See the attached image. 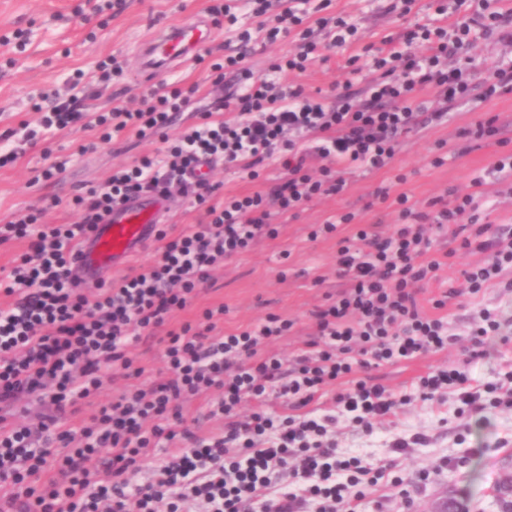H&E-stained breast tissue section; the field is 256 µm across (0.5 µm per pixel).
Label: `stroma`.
<instances>
[{
  "instance_id": "obj_1",
  "label": "stroma",
  "mask_w": 512,
  "mask_h": 512,
  "mask_svg": "<svg viewBox=\"0 0 512 512\" xmlns=\"http://www.w3.org/2000/svg\"><path fill=\"white\" fill-rule=\"evenodd\" d=\"M102 2L0 0V136H6V148L20 150L14 162L0 166V225L40 206L46 209L44 223H73L78 218L71 204L75 195L102 183L113 169L133 165L142 156L163 149L160 139H141L132 133L100 141L93 123L104 109L137 106L141 95L159 89L165 81L197 84L198 99L204 105L218 95L206 65L192 60L166 75L164 81L150 82L142 77L137 56L141 41L151 32L191 15H208L213 0H125L124 10L115 15L103 9ZM385 5V0H331L326 13L350 16L361 28L364 44L377 45L402 29L401 20L386 13ZM237 13L242 23L255 30V47L244 65L255 77H265L271 64L286 55L294 42L288 38L264 43V33L258 30L245 0H238ZM358 52L355 46L328 50L326 61L315 62L301 74L282 75L281 80L302 85L310 93H329L331 85L342 80L348 60ZM110 56L117 58L123 69L112 73L102 88L98 65ZM77 82L98 91L86 101V127L66 129L27 145L29 129L38 119L34 106L41 95H70ZM490 116L497 119L498 136L472 149L454 140L456 127ZM440 141L445 142L449 159L444 166L435 167L430 158ZM510 151L512 93L455 109L451 123L409 134L388 170L350 174L346 193L305 204L277 239L259 243L219 271L214 287L202 292L196 305L224 304V329L228 332L269 313L296 320L292 334L272 345L284 358H292L307 339L310 310L338 288L336 241L310 238L313 225L321 223L328 212L351 210L358 212L364 223L385 232L395 223L396 214L388 205L373 203L377 188L407 193L423 207L439 194L469 191L470 181L477 175L485 180L494 218L510 221L512 188L500 184L489 170L497 155ZM60 161L65 169L57 179H42V169ZM259 172V179L253 180L233 166L220 164L210 177L220 183L221 194L239 195L264 189L282 175L270 164ZM55 196L60 205L49 207ZM503 278L504 285L485 288L477 299L449 301L446 311L448 326L456 333L467 330L483 308L501 319L500 336L492 340L488 354L470 367L472 378L483 385L512 380V268ZM458 357L459 348L452 345L435 354L369 370V377L396 396L407 398L408 403L396 417L378 424L370 436L340 422V449L366 464L396 460L405 487L380 486L367 492L357 512H435L448 500L459 502L466 512H501L494 486L512 472V405L497 408L490 426L478 428L460 416L454 396H446L444 403L437 405L422 400L417 388L420 376L456 362ZM417 433L425 435V442L394 454L393 441H411Z\"/></svg>"
}]
</instances>
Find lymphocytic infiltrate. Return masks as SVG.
<instances>
[{"label":"lymphocytic infiltrate","mask_w":512,"mask_h":512,"mask_svg":"<svg viewBox=\"0 0 512 512\" xmlns=\"http://www.w3.org/2000/svg\"><path fill=\"white\" fill-rule=\"evenodd\" d=\"M309 0H294L269 29L270 38L291 37L293 50L274 72L304 73L322 50L362 43L358 24L343 14L313 16ZM236 42L232 54L211 65L229 78L231 91L176 137L177 113L195 102L197 85L162 83L137 108L113 107L99 115L102 139L125 131L170 139L163 152L117 169L101 185L76 196L78 220L42 224L34 212L0 226V243H28L8 275L0 304V512H183L188 503L205 512H355L358 497L388 481L403 484L394 462L362 464L339 453L332 432L345 419L365 434L396 416L404 399L357 369L393 364L444 350L456 343L443 311L449 298L476 297L505 268H512V234L489 221L466 223L479 208L482 177L471 192L433 198L427 207L407 194L381 188L376 199L391 202L397 222L389 233L360 224L351 212L327 216L312 237L336 240V276L341 286L310 313L312 337L285 364L269 343L288 335L294 323L276 314L224 331L225 308L213 305L196 319L173 323L175 311L192 305L213 287L212 272L279 234V221L307 202L345 190V174L390 166L410 133L450 120L455 107L512 93V58L476 79L470 50L477 38L512 39V11L499 0H436L432 14L405 27L389 48L364 45L362 66L353 67L334 100L312 96L299 85L254 78L243 65L253 36L230 5L220 0ZM371 74L355 88L361 70ZM37 109L44 128L64 130L85 117L84 99L42 96ZM228 111L225 120L213 112ZM324 160L320 176L310 162ZM235 164L250 178L275 163L282 178L247 195L219 196L203 167ZM178 188L201 212L197 223L175 232L158 225L156 259L118 279L98 280L94 290L76 283L73 264L88 235L114 204ZM353 225L349 235L339 227ZM450 231L461 251L481 254L463 272L465 286L433 299L424 310L422 283L447 262L433 248L431 231ZM500 323L489 310L469 332L459 364L420 377L424 400L451 393L476 424L490 422L493 408L512 404V387L496 396L472 383L468 367L485 356ZM153 341L161 347L164 376L142 382L145 371L133 353ZM124 381L111 403H99L105 385ZM344 382L337 415H315L310 405L324 387ZM205 399L209 416L224 428L202 434L188 425L182 407ZM281 398L289 413L264 409ZM42 407L37 444L28 426L15 421L29 403ZM254 403L242 414L245 403ZM152 466L150 480L137 476ZM289 470L298 492L271 495L270 471Z\"/></svg>","instance_id":"lymphocytic-infiltrate-1"}]
</instances>
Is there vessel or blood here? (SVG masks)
<instances>
[{
  "label": "vessel or blood",
  "instance_id": "vessel-or-blood-1",
  "mask_svg": "<svg viewBox=\"0 0 512 512\" xmlns=\"http://www.w3.org/2000/svg\"><path fill=\"white\" fill-rule=\"evenodd\" d=\"M210 22L199 16L151 33L140 46L141 70L145 76L160 77L194 57L206 42ZM170 211L162 194L145 195L115 206L84 244L79 260V281L95 283L106 268H119L141 251L153 236L156 224Z\"/></svg>",
  "mask_w": 512,
  "mask_h": 512
}]
</instances>
